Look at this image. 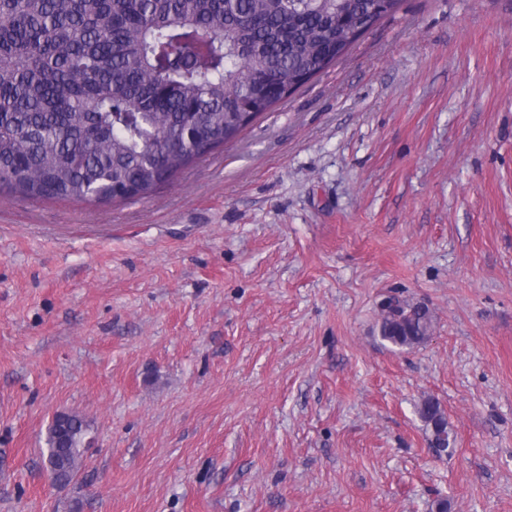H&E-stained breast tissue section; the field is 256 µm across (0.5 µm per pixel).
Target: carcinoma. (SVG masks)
Listing matches in <instances>:
<instances>
[{
  "label": "carcinoma",
  "mask_w": 512,
  "mask_h": 512,
  "mask_svg": "<svg viewBox=\"0 0 512 512\" xmlns=\"http://www.w3.org/2000/svg\"><path fill=\"white\" fill-rule=\"evenodd\" d=\"M392 9L375 0H0V186L36 200L142 198L325 71ZM430 311L388 301L379 335L431 338ZM430 445H451L433 398ZM87 424L47 432V468L77 474Z\"/></svg>",
  "instance_id": "obj_1"
}]
</instances>
